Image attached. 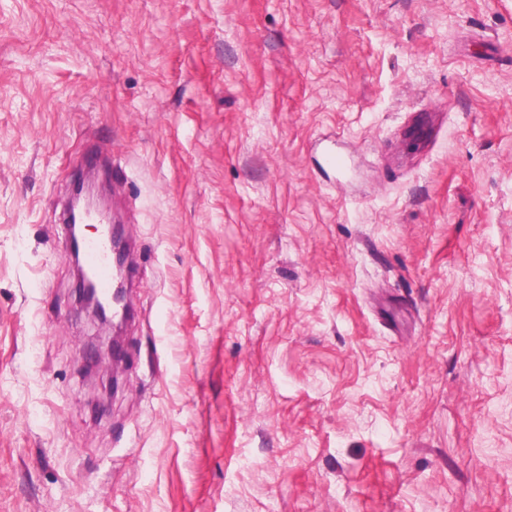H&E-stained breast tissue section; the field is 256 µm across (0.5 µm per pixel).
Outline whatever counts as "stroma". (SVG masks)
<instances>
[{
  "instance_id": "1",
  "label": "stroma",
  "mask_w": 512,
  "mask_h": 512,
  "mask_svg": "<svg viewBox=\"0 0 512 512\" xmlns=\"http://www.w3.org/2000/svg\"><path fill=\"white\" fill-rule=\"evenodd\" d=\"M0 512H512V0H0ZM103 197L98 191H94L86 186L83 181L79 182L73 199L70 204L68 218V234L73 244L71 260L77 275V294L78 300L84 299L93 307L94 319L90 321L99 329V336H96V342L85 351L86 359L96 366H104L110 369V376L107 380L112 383V389L115 381L112 376V362L117 358L118 336H112V303L121 304L124 295L121 289H117L111 295L108 302H104L99 296L97 290L93 287L87 273L80 263L79 251L76 248L78 235L82 234L83 216L87 215L88 222L97 224H109L102 216L92 214L91 210L98 209L103 204ZM82 249L86 254L89 269L96 278L99 288L104 294H107L113 288V284L111 286L109 280L111 246L108 235L103 232L98 239L83 242Z\"/></svg>"
}]
</instances>
